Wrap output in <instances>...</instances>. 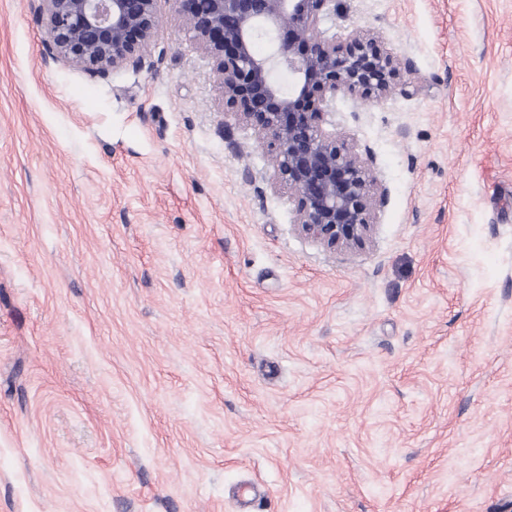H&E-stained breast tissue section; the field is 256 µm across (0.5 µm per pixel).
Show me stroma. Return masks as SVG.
<instances>
[{"instance_id": "obj_1", "label": "stroma", "mask_w": 512, "mask_h": 512, "mask_svg": "<svg viewBox=\"0 0 512 512\" xmlns=\"http://www.w3.org/2000/svg\"><path fill=\"white\" fill-rule=\"evenodd\" d=\"M157 14L100 78L0 0V512H512V0L320 21L404 64L322 124L388 191L354 253Z\"/></svg>"}]
</instances>
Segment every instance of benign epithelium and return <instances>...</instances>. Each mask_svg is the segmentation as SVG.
I'll use <instances>...</instances> for the list:
<instances>
[{"label": "benign epithelium", "mask_w": 512, "mask_h": 512, "mask_svg": "<svg viewBox=\"0 0 512 512\" xmlns=\"http://www.w3.org/2000/svg\"><path fill=\"white\" fill-rule=\"evenodd\" d=\"M46 19L45 57L92 76L142 67L158 23V0H32ZM330 0H173L214 60L224 106L252 126L272 163V185L294 192L300 233L332 249L365 243L387 201L367 159L320 127L328 98L342 90L382 97L396 76L393 58L358 33L343 49L316 32ZM264 37L268 50H254ZM288 75V88L277 75Z\"/></svg>", "instance_id": "7a95c632"}]
</instances>
